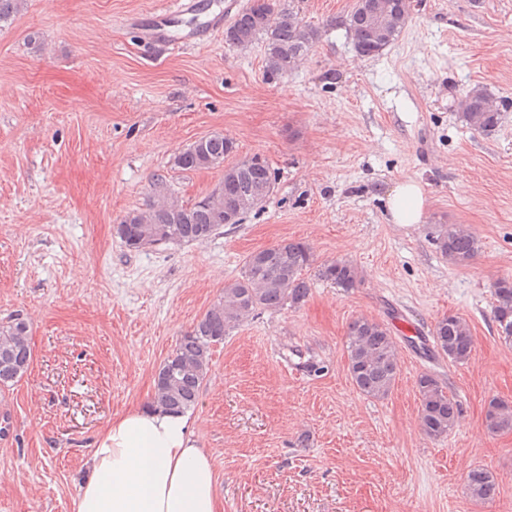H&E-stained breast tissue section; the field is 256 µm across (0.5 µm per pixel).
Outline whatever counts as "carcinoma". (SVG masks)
I'll return each instance as SVG.
<instances>
[{
	"label": "carcinoma",
	"instance_id": "obj_1",
	"mask_svg": "<svg viewBox=\"0 0 512 512\" xmlns=\"http://www.w3.org/2000/svg\"><path fill=\"white\" fill-rule=\"evenodd\" d=\"M24 0H0V22L13 19L23 8ZM357 53L370 50V18L359 8H352L347 23ZM229 28L234 37L228 44L247 46L264 43L266 74L278 77L293 70L289 60H302L319 38L318 30L302 24L290 9H281L273 21L257 19L255 3L239 11ZM459 120L474 131L490 132L502 120V112L483 91L468 93L458 112ZM211 162L200 165L195 156L184 149L175 158L183 170L220 167L237 151L234 141L221 133L204 139ZM236 178L224 183V203L241 197H257L274 184L275 176L268 163L259 164L250 157L237 161ZM153 194L157 200L136 211L132 219L116 225V234L130 250L142 248L145 235H157L156 244L203 242L222 233L224 225L216 218L212 194L189 207L175 205L170 185L156 178ZM440 253L454 265H468L479 252L474 233L456 225L440 230L435 238ZM309 247L300 240L284 239L251 253L241 275L224 285L214 301L193 328L178 339L175 348L155 376L153 403L165 410L186 413L196 408L206 381L211 347L224 341L231 330L257 312L279 311L287 306L299 307L309 296L310 284L303 271L312 265ZM316 276L345 291L360 282L357 267L343 259L326 261L318 266ZM493 318L500 338L512 342V280L503 278L494 284ZM410 345L425 356H439L453 363H465L474 350V337L469 324L456 315L438 319L430 339L422 337ZM347 369L353 386L363 396L386 398L399 374L398 346L390 327L373 318L360 316L349 322L345 334ZM32 358L28 326L21 318L0 324V387H8L27 373ZM420 397L418 425L422 434L433 440L448 436L457 426L461 407L456 397L438 377L426 371L416 379ZM485 422L492 432L512 431V402L497 397L485 406ZM496 482L493 475L474 468L466 477L467 494L476 501L493 497Z\"/></svg>",
	"mask_w": 512,
	"mask_h": 512
}]
</instances>
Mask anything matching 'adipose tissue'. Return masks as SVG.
Returning a JSON list of instances; mask_svg holds the SVG:
<instances>
[{"label":"adipose tissue","mask_w":512,"mask_h":512,"mask_svg":"<svg viewBox=\"0 0 512 512\" xmlns=\"http://www.w3.org/2000/svg\"><path fill=\"white\" fill-rule=\"evenodd\" d=\"M393 223L418 224L423 191L400 183L389 196ZM211 455L193 438L189 414L145 405L113 418L97 436L90 475L73 512H220Z\"/></svg>","instance_id":"adipose-tissue-1"}]
</instances>
